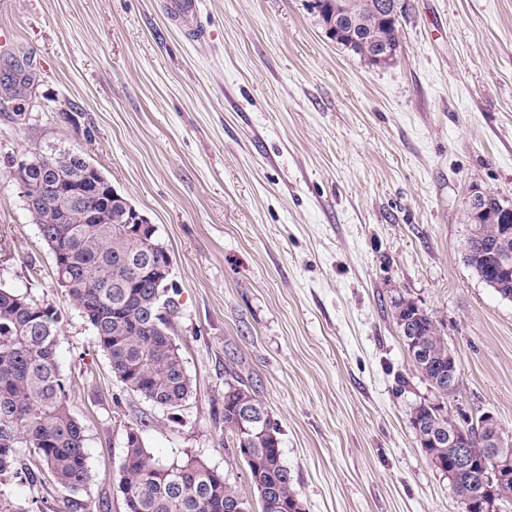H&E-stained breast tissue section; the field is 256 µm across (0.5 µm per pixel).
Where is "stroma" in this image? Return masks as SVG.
<instances>
[{
    "mask_svg": "<svg viewBox=\"0 0 512 512\" xmlns=\"http://www.w3.org/2000/svg\"><path fill=\"white\" fill-rule=\"evenodd\" d=\"M393 63L368 67L307 0H200L204 39L162 0H0V284L61 310L57 357L92 480L18 485L36 512H125L127 428L194 456L250 503L224 447L240 363L281 428L305 512H462L409 421L429 397L392 314L404 295L458 357L456 402L512 433V302L463 260L466 201L512 202V0H405ZM78 151L173 257L194 391L170 415L125 390L7 162ZM406 387H399L398 377Z\"/></svg>",
    "mask_w": 512,
    "mask_h": 512,
    "instance_id": "35a3bbf8",
    "label": "stroma"
}]
</instances>
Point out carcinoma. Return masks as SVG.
Instances as JSON below:
<instances>
[{
    "mask_svg": "<svg viewBox=\"0 0 512 512\" xmlns=\"http://www.w3.org/2000/svg\"><path fill=\"white\" fill-rule=\"evenodd\" d=\"M379 0H343L348 19L336 27L322 23L328 37L361 62L369 46L396 42L399 25L375 9ZM25 186L33 193L47 182H59L67 193L83 194L82 204L63 224L39 225L55 264L56 283L65 300L92 326L95 345L107 357L123 387L174 415L193 395L172 317L174 283L160 273L173 265L168 249L157 240L155 226L127 223L130 214L113 198L86 166L81 154L23 155ZM107 213L109 224H89L86 211ZM504 218L491 208L482 218L487 240L502 234ZM398 327L416 335H402L417 374L429 385L448 383V343L434 317L400 295L392 301ZM60 309L0 286V512H30L15 502L17 483L50 481L72 492L91 481L84 430L71 413L67 381L57 361ZM252 402L264 410L265 420L254 427L240 424L237 409ZM436 411L422 403L411 407L419 425V441L430 465L448 472V431L475 433L468 419ZM224 443L246 465L261 512H305L283 460L279 423L264 409L249 378L228 368L224 382ZM136 426L125 440L118 473L126 512H232L239 503L251 512L248 500L223 473L189 456L181 463L154 457ZM449 488L465 504L474 492L467 473L456 474Z\"/></svg>",
    "mask_w": 512,
    "mask_h": 512,
    "instance_id": "obj_1",
    "label": "carcinoma"
}]
</instances>
